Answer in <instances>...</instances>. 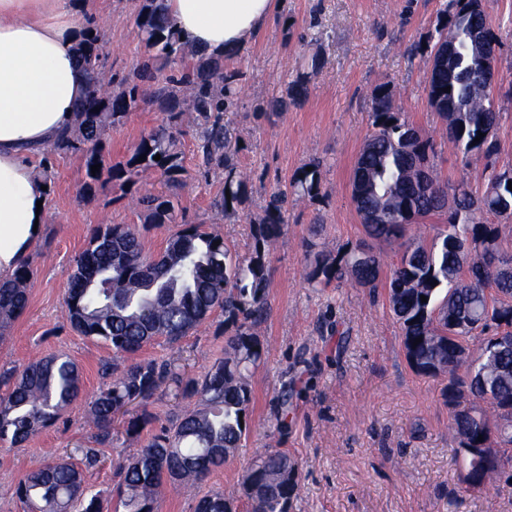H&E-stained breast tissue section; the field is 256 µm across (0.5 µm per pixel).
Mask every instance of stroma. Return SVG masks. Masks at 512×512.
<instances>
[{
	"label": "stroma",
	"mask_w": 512,
	"mask_h": 512,
	"mask_svg": "<svg viewBox=\"0 0 512 512\" xmlns=\"http://www.w3.org/2000/svg\"><path fill=\"white\" fill-rule=\"evenodd\" d=\"M446 2L279 0L269 23L224 62L233 89L224 113L232 134L227 152L247 188L243 200L224 213L212 207L224 190V173L202 176L199 127L190 119L176 133L184 166L177 187L158 173L127 189L106 178L90 185L77 153L33 157L38 170L51 161L53 184L46 221L29 254V306L0 335V366L20 368L32 357L64 353L79 365L87 395L102 385L99 366L112 352L72 330L64 300L73 260L98 228L136 227L145 251L160 254L174 225H145L134 204L136 196L159 194L184 210L188 222L218 232L233 252L247 257L266 207L278 193L287 196L282 235L266 252L268 315L257 331L265 350L248 375L250 431L242 447L203 481L167 490L159 512H193L201 496L229 490L234 512H248L241 492L244 470L270 449L287 452L298 464V491L288 512H512V485L505 481L465 491L459 442L443 396L448 377L424 376L411 367L387 289L371 294L349 280L317 288L308 280L311 252H342L364 238L350 176L373 131L369 113L378 86L393 91L396 110L430 140L442 179L466 182L480 193L487 164L512 166V0H483L499 41L493 92L500 113L498 149L489 157L473 155L466 164L442 136L427 98L431 59L417 50L434 34ZM140 5L141 0L99 2V45L107 72L119 79L132 77L146 53L136 35ZM302 77L308 80L306 96L287 101L289 85ZM162 120L155 105L140 101L105 135L106 165L125 161ZM315 159L322 162L320 193L313 199L297 196L294 175ZM231 334L217 312L179 343L157 340L141 355L199 377L223 357ZM284 395L290 403L285 412ZM197 404L168 382L131 410H147L157 425L168 426ZM142 443L115 423L111 445L85 471L90 490H113L119 462ZM92 444L79 402L21 447H0V512H23L11 489L48 449L70 455Z\"/></svg>",
	"instance_id": "35a3bbf8"
}]
</instances>
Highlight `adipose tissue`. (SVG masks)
<instances>
[{"label":"adipose tissue","instance_id":"adipose-tissue-1","mask_svg":"<svg viewBox=\"0 0 512 512\" xmlns=\"http://www.w3.org/2000/svg\"><path fill=\"white\" fill-rule=\"evenodd\" d=\"M181 42L235 54L262 29L276 0H165ZM97 20L93 0H0V278L27 262L46 197L31 164L70 129L89 82L76 50Z\"/></svg>","mask_w":512,"mask_h":512}]
</instances>
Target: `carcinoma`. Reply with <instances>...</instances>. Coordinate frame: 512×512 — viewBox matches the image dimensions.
<instances>
[{"label":"carcinoma","instance_id":"cac0c4a2","mask_svg":"<svg viewBox=\"0 0 512 512\" xmlns=\"http://www.w3.org/2000/svg\"><path fill=\"white\" fill-rule=\"evenodd\" d=\"M164 0H142L136 19L137 36L148 54L139 63L136 79L105 80L99 36L86 37L78 59L88 74L89 92L76 108L74 127L55 149L82 155L87 178L102 175L131 185L141 174L156 170L166 181H182L184 168L173 130L184 114L196 112L204 119L199 138L204 174L225 172L224 188L230 196L214 200L224 212L242 200L246 184L224 154L228 132L224 128V63L197 54L184 45L168 21ZM444 22L436 27L437 41H427L420 51L436 57L438 40L447 38L448 61L431 66L428 97H437L435 112L445 124L463 164L471 153L491 156L495 138L478 133L494 132L500 112L492 91H484L494 60L496 35L485 10L472 0H448ZM153 84L150 102L166 115L165 122L141 137L130 156L109 168L102 167V139L112 124L142 100L141 84ZM191 89V98L180 97V88ZM450 87V92L443 88ZM373 133L359 153L350 178L356 209L375 212L379 220L363 225L372 239L403 237L417 218L442 211L448 223L430 241L404 251L391 271L390 310L402 326L407 359L417 372L429 365L448 364L444 396L452 411L458 436L473 447L498 432L512 414V354L487 356L475 367L460 357L462 345L486 331L512 324V276L501 272L496 256L504 253L502 225L483 216L511 218L504 208L512 205V191L500 175L512 167L485 169V189L475 194L461 183L442 184L434 174L432 147L413 125L394 111L392 91L385 85L375 90L371 107ZM146 159H140V156ZM161 159L154 160L155 156ZM98 172L91 173V166ZM294 177L302 195L319 191L320 161L310 163ZM284 199L276 197L260 219L254 250L242 260L223 243L224 237L195 225H184L168 239L164 255L155 260L144 252L139 231L112 224L96 231L89 247L74 260L65 300L66 317L78 334L100 341L112 350L101 363L103 379L98 393L85 402L86 422L95 448L82 449L84 467L48 451L39 465L13 489L26 512H103L100 495H88L84 468L99 462V448L112 444V420L126 405L148 400L167 380H175L187 397L198 396L204 408L183 413L170 426H162L126 464L119 466L115 509L123 512H157L164 483L198 481L224 465V449H237L248 432L252 400L247 372L257 366L263 345L255 329L267 316L269 275L265 246L282 233ZM140 205L145 223H174L173 202L147 194ZM219 245H214V242ZM362 246L314 256L310 281L323 288L350 278L362 288L380 283L381 261L376 255L361 256ZM33 271L25 264L13 276L0 281V330L4 331L29 304ZM426 296L423 302L420 296ZM224 313V324L234 328L230 352L213 363L200 378L182 379L168 363L145 359L126 360L158 338L175 343L207 320L215 311ZM420 338L422 342L415 343ZM0 444L10 447L26 442L55 424L81 394L78 365L66 354L35 358L19 370L0 371ZM155 418L147 411L125 421L128 436H139ZM243 482L255 493L249 497L251 512H288L298 490L297 468L288 453L269 450L252 459ZM228 499L220 492L203 496L195 512H226Z\"/></svg>","mask_w":512,"mask_h":512}]
</instances>
